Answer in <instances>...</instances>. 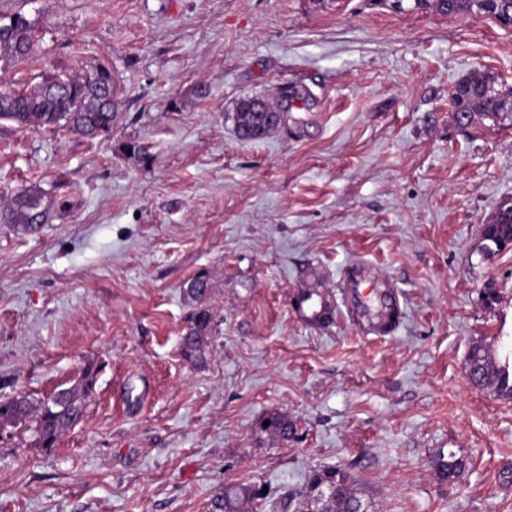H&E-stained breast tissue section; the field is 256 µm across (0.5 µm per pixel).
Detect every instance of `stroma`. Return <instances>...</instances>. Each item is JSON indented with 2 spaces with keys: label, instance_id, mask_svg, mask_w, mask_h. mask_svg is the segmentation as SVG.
Returning a JSON list of instances; mask_svg holds the SVG:
<instances>
[{
  "label": "stroma",
  "instance_id": "stroma-1",
  "mask_svg": "<svg viewBox=\"0 0 512 512\" xmlns=\"http://www.w3.org/2000/svg\"><path fill=\"white\" fill-rule=\"evenodd\" d=\"M16 11L36 50L1 81L102 63L119 95L103 137L0 126V197L55 203L37 232L0 223V396L98 368L55 447L0 437V512H221L226 484L297 495L334 467L377 512H512V400L466 371L472 345L512 349V249L478 250L512 201V121L463 127L449 102L474 71L512 86V29L389 0H0ZM293 84L285 124L239 139L237 104ZM361 261L398 293L391 336L347 300ZM202 270L195 362L183 287ZM313 277L324 326L295 306ZM272 412L293 436L258 433ZM210 283L206 272H198L183 288L184 295L190 303V312L185 334L181 338V349L187 358H201L207 337L214 327V317L208 304Z\"/></svg>",
  "mask_w": 512,
  "mask_h": 512
}]
</instances>
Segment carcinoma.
<instances>
[{
	"instance_id": "cac0c4a2",
	"label": "carcinoma",
	"mask_w": 512,
	"mask_h": 512,
	"mask_svg": "<svg viewBox=\"0 0 512 512\" xmlns=\"http://www.w3.org/2000/svg\"><path fill=\"white\" fill-rule=\"evenodd\" d=\"M429 10L443 16L469 15L489 17L505 22L512 20V0H410L409 11ZM20 20L15 28L0 32V61L23 62L33 53L36 41L35 23L22 12L7 16ZM117 83L111 69L98 64L82 72L62 78L43 80L30 91L17 90L10 85L0 86V124L18 128H66L86 137L95 138L111 131L116 117ZM455 114L470 117V122L486 119L493 122L512 119V89L496 88V81L484 73H471L455 85L450 96ZM7 223L17 230L35 232L52 217L53 201L48 193L35 186L25 189L0 203ZM512 238V207H502L495 223L482 231L481 250L495 238ZM184 295L190 312L181 349L185 357H202L207 337L214 327V317L208 304L210 283L206 273L199 272L186 283ZM473 380L494 396L512 399V364L500 361L492 350L482 344L471 348ZM96 372L87 366L71 386L56 389L49 396L32 400L24 392L0 397V426L9 430L32 432L33 442L40 448L53 447L58 438L79 423L87 408V398L95 385ZM269 425L258 424L257 431L272 438H286L295 428L288 417L270 413L264 417ZM456 455H439L433 460L434 469L450 478L455 469ZM312 483H327L333 497L349 505L356 497L351 485L354 479L344 469H325L310 476ZM289 507L290 497L278 489L257 484H230L220 497L222 512H245L255 501Z\"/></svg>"
}]
</instances>
